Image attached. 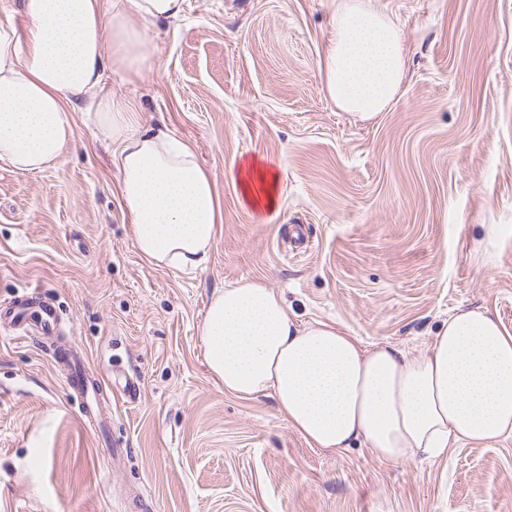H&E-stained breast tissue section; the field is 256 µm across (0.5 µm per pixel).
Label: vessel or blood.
I'll return each instance as SVG.
<instances>
[{
    "label": "vessel or blood",
    "instance_id": "obj_1",
    "mask_svg": "<svg viewBox=\"0 0 512 512\" xmlns=\"http://www.w3.org/2000/svg\"><path fill=\"white\" fill-rule=\"evenodd\" d=\"M58 321V313L52 304L26 291L0 309V328L8 330L18 339L51 337ZM51 352L53 358L63 361L67 370V388L79 394L85 417L92 426L103 427L110 413L106 397L111 390L110 376L91 374L87 369L86 355L79 347L55 346Z\"/></svg>",
    "mask_w": 512,
    "mask_h": 512
}]
</instances>
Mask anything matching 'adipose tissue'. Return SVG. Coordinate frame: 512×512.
Listing matches in <instances>:
<instances>
[{"label": "adipose tissue", "instance_id": "1", "mask_svg": "<svg viewBox=\"0 0 512 512\" xmlns=\"http://www.w3.org/2000/svg\"><path fill=\"white\" fill-rule=\"evenodd\" d=\"M183 10L184 0H21L24 27L0 22V160L21 172L48 168L73 134L72 112L95 103L137 251L179 270L209 262L222 221L216 182L184 140L137 131L133 105L104 83L107 72L137 75L147 63V35L129 15L174 21ZM406 61L388 13L374 0H342L319 60L338 109L362 120L388 109ZM229 172L246 206L278 211L277 165L252 157ZM197 333L225 392L271 397L315 448L436 462L460 441L512 437V334L486 307L455 311L413 353L363 346L326 321L300 323L271 288L245 281L211 295Z\"/></svg>", "mask_w": 512, "mask_h": 512}]
</instances>
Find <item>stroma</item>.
Wrapping results in <instances>:
<instances>
[{
	"label": "stroma",
	"mask_w": 512,
	"mask_h": 512,
	"mask_svg": "<svg viewBox=\"0 0 512 512\" xmlns=\"http://www.w3.org/2000/svg\"><path fill=\"white\" fill-rule=\"evenodd\" d=\"M335 3L186 0L180 20L129 19L148 64L108 73L105 89L135 104L139 129L191 144L215 179L222 222L204 269L138 254L95 113H73L46 170L0 161V307L37 290L58 309L59 343L138 385L132 400L112 392L96 433L48 347L0 333V512H512V438L434 464L333 454L204 364L207 302L242 280L367 347L419 351L476 306L512 333V0H379L408 59L399 99L370 121L322 87ZM253 155L280 165L277 212L246 207L229 176ZM108 437L128 450L121 464Z\"/></svg>",
	"instance_id": "1"
}]
</instances>
